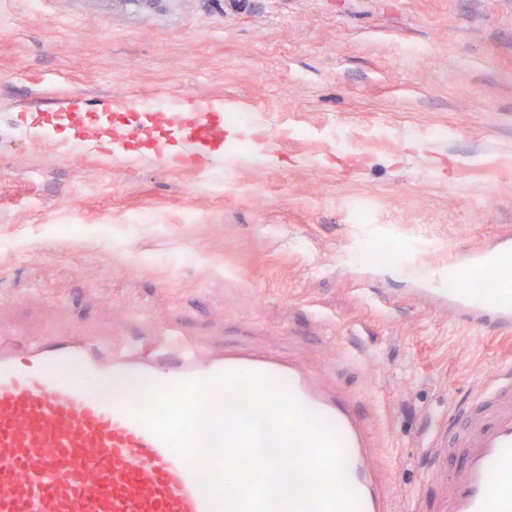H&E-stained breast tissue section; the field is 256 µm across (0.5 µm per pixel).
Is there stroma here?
Here are the masks:
<instances>
[{"label": "stroma", "mask_w": 512, "mask_h": 512, "mask_svg": "<svg viewBox=\"0 0 512 512\" xmlns=\"http://www.w3.org/2000/svg\"><path fill=\"white\" fill-rule=\"evenodd\" d=\"M161 96L245 112L224 163L23 136L13 109ZM366 219H358L357 210ZM512 235V0H0V320L143 308L327 369L382 438L402 512L429 425L512 361L412 270Z\"/></svg>", "instance_id": "obj_1"}]
</instances>
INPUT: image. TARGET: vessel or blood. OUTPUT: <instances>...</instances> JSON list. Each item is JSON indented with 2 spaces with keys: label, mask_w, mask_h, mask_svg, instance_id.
Instances as JSON below:
<instances>
[{
  "label": "vessel or blood",
  "mask_w": 512,
  "mask_h": 512,
  "mask_svg": "<svg viewBox=\"0 0 512 512\" xmlns=\"http://www.w3.org/2000/svg\"><path fill=\"white\" fill-rule=\"evenodd\" d=\"M32 137L64 132L81 145L129 157L171 129L179 153L198 165L224 159V115L206 103L170 104L114 122L62 98L55 113L24 115ZM439 294L449 313L493 335L512 333V238L449 266ZM478 280L488 289L475 288ZM147 333L0 334V512H219L204 488L219 470L210 450L187 460L135 414L154 383L203 379L229 370L266 374L338 436L358 512H394L391 472L353 395L280 355L206 346L177 328L137 315ZM429 493L420 512H512V365L439 419L426 450Z\"/></svg>",
  "instance_id": "vessel-or-blood-1"
}]
</instances>
